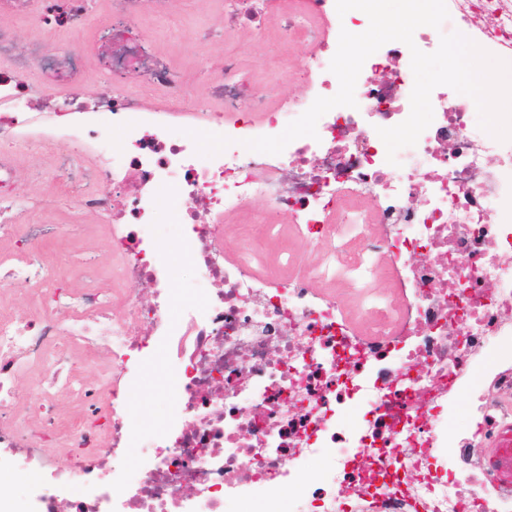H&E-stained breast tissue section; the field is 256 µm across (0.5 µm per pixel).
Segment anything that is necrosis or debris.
Segmentation results:
<instances>
[{
	"label": "necrosis or debris",
	"instance_id": "4bbe7bcc",
	"mask_svg": "<svg viewBox=\"0 0 512 512\" xmlns=\"http://www.w3.org/2000/svg\"><path fill=\"white\" fill-rule=\"evenodd\" d=\"M446 5L441 28L419 27L413 46L392 41L365 61L356 107L331 109L317 138L278 155L243 142L281 134L316 98L335 95L339 34L369 25L338 15L335 0H224L225 22L261 28L271 15L280 46L310 48L305 95L274 108L228 56L211 72L222 110L184 111L189 75L141 38L105 58L113 74L141 75L135 91L115 83L85 97L79 52L51 44L0 76V236L20 254L0 286L45 290L28 315L0 319V466L34 476L26 512H60L64 502L70 512H225L245 500L260 512H512V473L491 454L512 436V141L479 129L472 100L447 86L432 91L433 122L397 164L377 134L410 114L411 47L434 52L441 34L458 31L512 62V0ZM34 65L46 86L67 87L57 139L94 157L84 169L60 152L54 186L59 196L78 191L79 210L111 224V287L93 276L63 293L40 255L51 229L20 221L41 207L14 196ZM158 92L171 108L146 111ZM200 123L219 141L205 156ZM163 194L192 271L177 294L155 232ZM158 345L173 402L161 421L129 424L119 389ZM77 349L90 362L111 352L103 375L73 383ZM33 366L39 418L23 426L15 382ZM68 386L78 410L62 418L53 401ZM464 399L470 421L457 430ZM133 443L131 468L122 451ZM52 444L68 448L67 464L47 454ZM321 456L327 468L309 472Z\"/></svg>",
	"mask_w": 512,
	"mask_h": 512
}]
</instances>
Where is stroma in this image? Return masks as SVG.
<instances>
[{"label": "stroma", "instance_id": "35a3bbf8", "mask_svg": "<svg viewBox=\"0 0 512 512\" xmlns=\"http://www.w3.org/2000/svg\"><path fill=\"white\" fill-rule=\"evenodd\" d=\"M111 19L112 0H91L85 27L79 32L60 25L51 26L39 8L23 15L0 14V28L11 36L9 46L0 49V72L10 71L17 59L27 57L50 29L59 43L85 45L81 88L84 94L95 95L107 86L109 77L102 71L99 57L88 43L91 37L104 32ZM140 31L157 56L190 74L192 84L184 98L188 106L207 98L209 73L198 61V52L202 49L217 65L223 64L225 55H235L258 96L272 100L281 95L299 97L304 93L301 82L295 78L275 85L268 82L266 74L276 64L273 44L249 28H225L224 0H167L163 12L141 20ZM29 120L30 129L22 134L14 149L16 164L22 172L15 194L22 199L49 195L60 151L59 143L45 135L51 125L47 111L33 110ZM23 221L52 225L54 235L44 252L46 264L61 286L71 290L82 288L81 279L73 273L74 263L80 257L91 259L99 272L111 274L112 252L100 217L78 212L72 202L62 207L51 202L43 211L24 213ZM135 389L147 399L148 405L141 409L135 401L126 400L127 416L155 419L166 416L168 400L164 390L156 387L152 369H142Z\"/></svg>", "mask_w": 512, "mask_h": 512}]
</instances>
